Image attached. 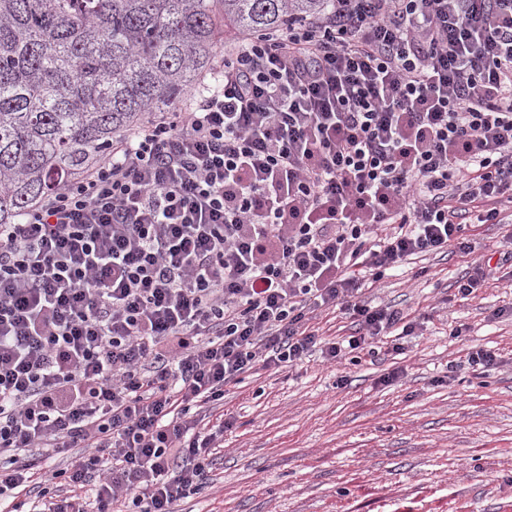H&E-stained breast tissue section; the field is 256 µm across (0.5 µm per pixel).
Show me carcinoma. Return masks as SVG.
I'll return each mask as SVG.
<instances>
[{
  "mask_svg": "<svg viewBox=\"0 0 512 512\" xmlns=\"http://www.w3.org/2000/svg\"><path fill=\"white\" fill-rule=\"evenodd\" d=\"M329 0H0V224L203 87L226 32L270 33Z\"/></svg>",
  "mask_w": 512,
  "mask_h": 512,
  "instance_id": "1",
  "label": "carcinoma"
}]
</instances>
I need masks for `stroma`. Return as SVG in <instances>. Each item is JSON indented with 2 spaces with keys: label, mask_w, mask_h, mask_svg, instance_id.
<instances>
[{
  "label": "stroma",
  "mask_w": 512,
  "mask_h": 512,
  "mask_svg": "<svg viewBox=\"0 0 512 512\" xmlns=\"http://www.w3.org/2000/svg\"><path fill=\"white\" fill-rule=\"evenodd\" d=\"M411 257L361 298L418 317L375 353L256 369L209 410L224 442L210 484L177 512H512V223ZM496 279L459 291L484 259ZM483 348L496 365H472Z\"/></svg>",
  "instance_id": "stroma-1"
}]
</instances>
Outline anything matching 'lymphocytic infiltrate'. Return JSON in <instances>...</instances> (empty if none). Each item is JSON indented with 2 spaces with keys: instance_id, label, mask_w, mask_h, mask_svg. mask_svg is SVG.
<instances>
[{
  "instance_id": "obj_1",
  "label": "lymphocytic infiltrate",
  "mask_w": 512,
  "mask_h": 512,
  "mask_svg": "<svg viewBox=\"0 0 512 512\" xmlns=\"http://www.w3.org/2000/svg\"><path fill=\"white\" fill-rule=\"evenodd\" d=\"M332 2L0 224V512H176L226 386L412 332L367 282L512 203V0ZM310 325L318 329L319 334L326 341H342L348 336L357 335V327L353 320L343 314L338 308L335 310L318 311L312 314Z\"/></svg>"
}]
</instances>
